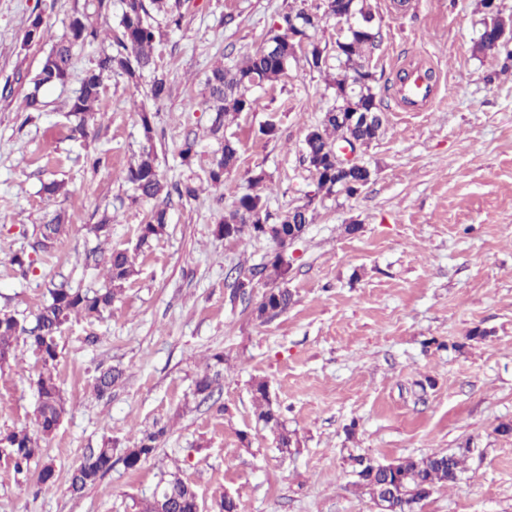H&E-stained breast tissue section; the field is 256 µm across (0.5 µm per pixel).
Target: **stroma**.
Here are the masks:
<instances>
[{
    "label": "stroma",
    "instance_id": "obj_1",
    "mask_svg": "<svg viewBox=\"0 0 512 512\" xmlns=\"http://www.w3.org/2000/svg\"><path fill=\"white\" fill-rule=\"evenodd\" d=\"M318 2L180 0L182 25L163 28L153 68L136 84L107 79L90 136L73 140L69 100L118 34L122 0L102 16L91 0H0V87L11 88L0 94V306L34 319L51 281L103 287V270L83 268L78 254L120 248L135 258L111 310L71 317L58 339L67 413L41 441L55 484L38 488L0 456V512H140L168 472L207 508L229 496L239 512H378L357 484L355 457L388 463L452 452L464 455L460 476L417 512H512V433L497 430L512 424V69L503 70V54L475 48L482 0H367L379 30L367 65L384 116L378 139L358 152L372 177L357 195L314 200L302 144L335 103V19L312 33L325 49L324 71L297 55L286 75L254 90L253 111L227 114L216 134L204 101L213 67L252 53L283 13ZM77 10L98 38L76 48L66 85L38 90L42 111H27L50 45L25 44V32L39 16L61 37ZM418 62L435 97L408 112L398 76ZM156 77L169 87L158 102L146 96ZM188 138L196 146L185 161ZM228 138L240 159L215 185L208 171ZM149 144L164 179L190 183L197 196L166 198L168 224L142 246L139 227L156 203L135 199L125 173ZM258 171L271 223L309 207L307 229L287 251L294 302L261 319L263 284L231 292L276 244L217 233ZM51 181L64 185L53 198L42 191ZM58 213L68 218L65 233L21 274L13 255ZM105 215L104 237L94 226ZM350 224L357 233H346ZM476 328L484 339H470ZM217 353L224 376L213 399L195 400L193 381ZM116 365L124 383L97 396L96 376ZM40 371L25 345L0 369V434L32 427ZM259 380L296 440L290 452L256 418ZM156 424L169 431L137 470L115 460L98 485L70 493V471L87 449L107 438L133 447Z\"/></svg>",
    "mask_w": 512,
    "mask_h": 512
}]
</instances>
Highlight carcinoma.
Segmentation results:
<instances>
[{"mask_svg":"<svg viewBox=\"0 0 512 512\" xmlns=\"http://www.w3.org/2000/svg\"><path fill=\"white\" fill-rule=\"evenodd\" d=\"M161 14L165 22L176 27L180 26L182 16L177 4L170 0H124V10L119 22L120 34L115 37L112 49L101 52L95 59L92 68L87 70L80 81L79 89L69 102L71 117L70 136L73 139H85L89 136L88 121L94 113V107L100 99V91L104 81L114 73H120L135 81L143 72L154 64V53L157 42L159 23L154 14ZM345 26L344 42L339 45L336 53V76L330 80L335 90L336 105L324 112L320 124L305 136L302 157L316 177L315 196L329 197L340 191L352 195V187L362 188L371 176L370 169L362 165L353 168L347 182L351 186L342 188L336 185L330 176L333 167L331 161L332 148L336 141L352 136L369 145L376 138L380 126L371 129L357 124L346 125L336 118L338 112H368L377 108L375 96L367 82L356 85L346 84V77L356 69L365 56L376 47V40L364 31L349 28L350 18H342ZM301 26L308 23L303 11L282 14L280 23L282 30L275 33L281 40L279 52L255 50L243 60L229 67L218 66L211 70L206 80L209 101L214 104L216 116L213 132L221 128L224 114L228 112H250L255 107V99L248 92L256 85H264L278 79L286 73L291 60L295 57L294 49L288 47V26L292 23ZM48 35V27L42 19L36 18L31 28L25 32V42L38 44ZM98 33L87 22L83 13L75 14L69 23L68 32L53 42L39 70L31 79L33 92L26 97V109L38 111L42 106L39 91L44 86H64L70 79L74 50L97 39ZM238 143L230 139L224 140L221 155L213 163L209 177L215 183H221L224 174L233 169L238 162ZM125 179L132 184L136 197L141 199H157L164 190L165 184L159 173L156 156L153 150L142 153L140 159L126 172ZM269 214L265 209V201L258 193H246L236 199L231 209L224 215L223 224L218 232L225 235L224 225L236 224L238 230L230 239L244 241L251 238H267L284 246L288 233L295 230L305 232L308 224V206H296L288 210L276 224L268 223ZM167 224V211L156 210L151 219L141 225L140 244L161 235ZM66 229L64 217L54 216L48 223L38 228L31 248L33 251L45 252L63 235ZM77 261L86 268L102 266L106 271V284L98 289H73L68 282L62 280L49 289L50 302L44 305L35 315L34 324L30 327L21 323L17 314L7 308H0V367L7 364L19 343L30 346L42 363V372L38 375L37 389L39 404L36 410L34 425L39 433L48 436L55 432L63 422L66 414L62 391L58 383L56 365L59 357L58 336L61 327L73 315L98 317L112 307V303L122 293L132 271L133 261L129 251L113 249L109 253L99 255L88 252L77 256ZM288 263L280 259L276 252L267 262L251 268L250 275L265 280L270 285L268 296L262 298L256 312L261 318L269 311L284 312L294 302L293 293L282 286ZM221 371L212 373L205 371L194 380L193 396L203 401L210 399L214 393V385L219 380ZM123 378V371L110 368L102 372L95 380L94 390L103 396L110 392ZM252 396L256 416L264 427L275 434L278 446L288 449L293 444L292 434L288 431L279 413L274 410L268 396L267 383L256 381L252 385ZM166 433V427L144 433L139 443L125 449L123 462L126 468L136 470L157 448L158 440ZM114 443L107 440L98 448L85 454L69 476V490L74 495L83 493L95 485L112 469ZM0 452L9 459L17 474L26 475L31 464L42 456V448L38 439L27 429L11 431L0 435ZM359 470L358 485L367 493L392 483L395 494L387 502V512H416L417 505L428 497L439 484L453 483L462 471V457L456 453L430 454L420 458H406L397 463L394 470L384 465L356 459ZM56 481L55 468L51 463H44L35 475L38 488L53 485ZM199 499L194 488L184 481L179 474L169 473L160 478L153 492L152 500L145 505L143 512H198Z\"/></svg>","mask_w":512,"mask_h":512,"instance_id":"obj_1","label":"carcinoma"}]
</instances>
